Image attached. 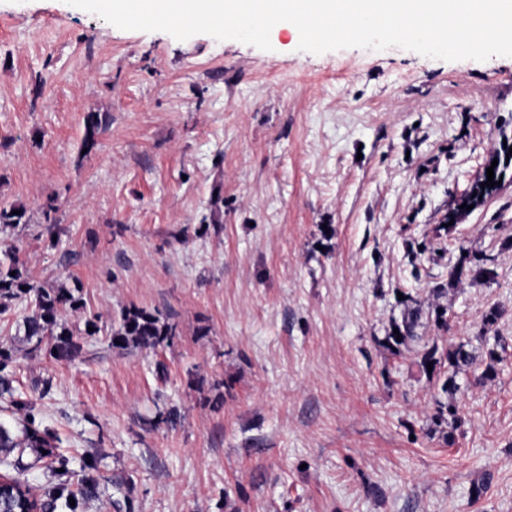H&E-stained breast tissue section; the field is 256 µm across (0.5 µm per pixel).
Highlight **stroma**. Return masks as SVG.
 <instances>
[{
    "label": "stroma",
    "instance_id": "stroma-1",
    "mask_svg": "<svg viewBox=\"0 0 512 512\" xmlns=\"http://www.w3.org/2000/svg\"><path fill=\"white\" fill-rule=\"evenodd\" d=\"M299 39L180 41L0 0V202L27 218L11 243L38 283L79 286L62 316L96 319L86 348L125 307L177 327L155 352L56 362L22 344L28 308L0 315L70 482L97 462L80 512H512V169L447 221L512 138V57ZM411 311L418 339L392 353ZM433 342L480 355L454 419L418 365ZM418 314L415 312L408 313L407 317L404 316L401 324L393 323L385 336V343L393 353H397L401 345H405L408 341L417 338L415 335V328L418 323ZM393 328L398 329V333H394ZM397 335H400L401 341H397Z\"/></svg>",
    "mask_w": 512,
    "mask_h": 512
}]
</instances>
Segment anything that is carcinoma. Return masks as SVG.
Returning a JSON list of instances; mask_svg holds the SVG:
<instances>
[{
  "label": "carcinoma",
  "mask_w": 512,
  "mask_h": 512,
  "mask_svg": "<svg viewBox=\"0 0 512 512\" xmlns=\"http://www.w3.org/2000/svg\"><path fill=\"white\" fill-rule=\"evenodd\" d=\"M102 125V118L97 112L88 113L85 125V135L82 148L90 150L95 145V134ZM25 210L14 204H0V234H6L19 224L23 223ZM79 288L44 287L34 282L26 267L20 262L15 249L6 242L0 243V315L10 310L12 304L19 300H26L31 306V314L23 320L24 340L31 344L30 350L45 351V354L55 360H74L84 352V344L79 340L81 336L96 335L99 331L97 321L88 319L84 323L85 330L73 329L68 322L62 319L61 311L70 308H82L81 298L75 295ZM418 323V314L408 313L400 323H393V330L388 332L385 343L392 352L396 353L399 347L416 338L415 328ZM93 331H88V328ZM176 336V325L171 324L159 316L142 309H123L122 324L112 331L107 349L128 350L141 348L157 350L158 347L169 344ZM49 342H44L45 338ZM476 360L475 355L460 344L453 348H441L437 343L427 346L420 354L419 366L423 372L433 376L444 377L441 390L444 394H455L459 389L455 376L463 367L471 366ZM14 358L11 352L0 350V396L7 394L11 406L16 412L24 413L19 421L21 436H16L12 427L0 422V454L4 457L17 448L30 449L40 459L44 456L52 458L48 467L51 477L57 482L50 484L45 490V498L41 499L32 492L26 479L20 476H11L9 480L15 486L13 507L20 510L34 503L40 512H76L80 500L94 494L98 486V479L90 475V471L97 470L96 462L92 459L83 460V470L89 474L83 478L81 487L72 489L71 483L64 479L69 473V459L62 454L42 453L46 448L55 447L58 441L56 435L47 429H40L31 403L15 395L13 382ZM432 369H427V366ZM75 504H70L69 499Z\"/></svg>",
  "instance_id": "carcinoma-1"
}]
</instances>
